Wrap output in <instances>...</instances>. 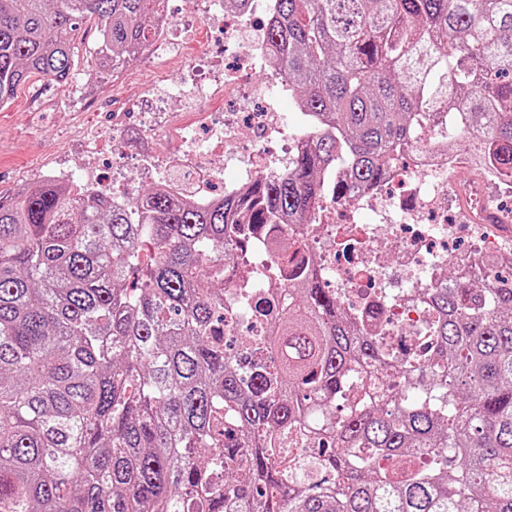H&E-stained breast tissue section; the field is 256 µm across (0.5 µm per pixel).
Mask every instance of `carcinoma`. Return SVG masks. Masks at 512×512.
Returning a JSON list of instances; mask_svg holds the SVG:
<instances>
[{
    "mask_svg": "<svg viewBox=\"0 0 512 512\" xmlns=\"http://www.w3.org/2000/svg\"><path fill=\"white\" fill-rule=\"evenodd\" d=\"M288 173L198 205L44 179L0 193V512H512V277L434 288L426 354L396 358L305 260L247 378L221 293L251 224H312L431 128L512 178V0H268ZM162 0H0V105L62 85L80 26L120 70ZM347 158L349 178L327 176ZM325 454L280 455L296 432Z\"/></svg>",
    "mask_w": 512,
    "mask_h": 512,
    "instance_id": "obj_1",
    "label": "carcinoma"
}]
</instances>
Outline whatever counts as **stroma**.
<instances>
[{"label": "stroma", "mask_w": 512, "mask_h": 512, "mask_svg": "<svg viewBox=\"0 0 512 512\" xmlns=\"http://www.w3.org/2000/svg\"><path fill=\"white\" fill-rule=\"evenodd\" d=\"M96 37L95 23L81 27L78 41L84 51L68 83L49 90L40 78H31L0 108V183L6 189L37 180L41 171L64 157L71 167L82 166L88 156L72 144L74 130L103 127L116 112L135 120L140 92L154 87L165 95L175 90L184 81L186 57L211 47L210 32L199 25L187 42L185 57L153 60L115 77L88 54Z\"/></svg>", "instance_id": "stroma-1"}]
</instances>
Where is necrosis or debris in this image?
Segmentation results:
<instances>
[{"mask_svg":"<svg viewBox=\"0 0 512 512\" xmlns=\"http://www.w3.org/2000/svg\"><path fill=\"white\" fill-rule=\"evenodd\" d=\"M248 0L234 22L224 19V0H196L193 20L164 14L145 58L155 60L175 53L194 24L207 26L233 51L234 65L206 54L191 60L179 98L146 91L140 97L139 122L127 127L122 113H114L111 127L93 132L95 147L124 150L131 137L150 140L152 162L143 174L159 175L176 197L189 194L198 203H212L214 184L222 172L221 154L234 144L242 128L255 135L251 150L235 154L238 176L232 191L244 190L257 176L282 172L285 162L273 144L297 148L278 107L283 81L272 63L267 41V15ZM263 70L265 85L252 94L245 78ZM181 147L170 152L167 134ZM468 156L427 147L410 153L390 167L382 183L353 190L347 202L324 203L311 224H272L252 233L255 249L269 251L274 238L305 239L318 256L320 278L341 293L349 314L366 312L377 324L392 353L404 355L422 342V330L431 315L424 304L429 289L439 287L448 272L466 278L495 264L512 267V237L498 233L474 216L448 209L449 194L458 192L456 172L468 166ZM468 192L476 204L497 202L512 194V180L497 168H477ZM240 275L224 292V333L260 336L268 314L240 303L247 289L264 286L265 264L239 259Z\"/></svg>","mask_w":512,"mask_h":512,"instance_id":"necrosis-or-debris-1","label":"necrosis or debris"}]
</instances>
